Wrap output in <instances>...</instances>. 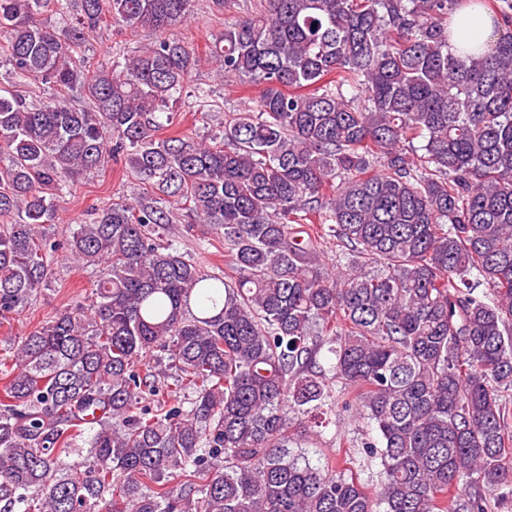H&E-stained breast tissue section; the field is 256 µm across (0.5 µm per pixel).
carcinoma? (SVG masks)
I'll list each match as a JSON object with an SVG mask.
<instances>
[{
    "label": "carcinoma",
    "mask_w": 512,
    "mask_h": 512,
    "mask_svg": "<svg viewBox=\"0 0 512 512\" xmlns=\"http://www.w3.org/2000/svg\"><path fill=\"white\" fill-rule=\"evenodd\" d=\"M194 2L56 0L52 30L48 0H0L15 77L89 101L0 93V319L51 282L54 198L119 161L222 231L225 266L157 242L173 212L147 197L72 228L91 303L0 346V512H503L512 0L464 55L459 0H263L212 43L262 88L213 146L159 136L198 62L181 39L74 61L108 16L165 30ZM335 404L367 426L342 469L300 451L302 416Z\"/></svg>",
    "instance_id": "cac0c4a2"
}]
</instances>
